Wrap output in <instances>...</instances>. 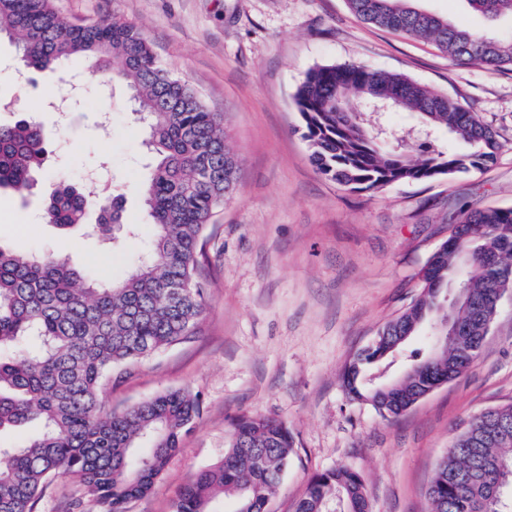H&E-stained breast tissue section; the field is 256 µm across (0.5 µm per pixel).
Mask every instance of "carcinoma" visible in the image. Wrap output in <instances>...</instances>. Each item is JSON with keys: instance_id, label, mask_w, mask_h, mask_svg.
Returning a JSON list of instances; mask_svg holds the SVG:
<instances>
[{"instance_id": "cac0c4a2", "label": "carcinoma", "mask_w": 512, "mask_h": 512, "mask_svg": "<svg viewBox=\"0 0 512 512\" xmlns=\"http://www.w3.org/2000/svg\"><path fill=\"white\" fill-rule=\"evenodd\" d=\"M361 21L431 40L459 64L491 71L512 67V41L476 32L413 7L411 0H346ZM489 18L512 17V0H466ZM15 41L27 70H58L86 61L90 79L127 87L147 129L156 163L149 167L144 203L153 236L130 273L118 283L93 275L51 254L29 257L0 247V431L38 421L41 431L19 448H0V512H35L57 474L77 479L100 512H127L146 495L200 416L198 395L168 390L117 413L100 394L127 370L156 352L194 336L202 319L204 289L198 255L215 211L236 192L238 161L226 143L224 117L159 62L136 25L118 17L73 25L53 0H0V37ZM121 58L115 69L112 59ZM317 170L354 191H378L400 182H423L493 164L500 144L493 131L456 99L397 73L353 63L309 70L296 94ZM393 106L418 115L430 131H446L470 146L467 152L419 142L386 125L391 141L368 127L359 103ZM44 128L19 113L0 124V188L22 196L45 170ZM115 209L116 224L99 218L92 231L112 240L137 225L126 223L122 196L88 198L69 181H58L43 199V216L60 228L84 222L86 211ZM470 229L460 254L448 237L427 265L457 288L447 307L465 331L448 339L436 358L401 344L413 373L394 389L370 392L363 379L374 357L358 355L344 386L369 401L383 417L400 414L422 391L453 381L473 365L487 326L481 314L498 310L512 295V274L496 275L491 261H512V207L463 212ZM420 282L417 298L379 333L418 335L438 322L443 296ZM457 451L440 459L426 491L429 512H512V405L472 419L455 440ZM288 426L258 415L231 421L224 458L198 471L174 504V512H215L218 499L232 512H266L267 503L293 462ZM368 503L358 474L336 468L315 474L295 512H353Z\"/></svg>"}]
</instances>
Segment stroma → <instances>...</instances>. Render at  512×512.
I'll return each mask as SVG.
<instances>
[{"label": "stroma", "instance_id": "obj_1", "mask_svg": "<svg viewBox=\"0 0 512 512\" xmlns=\"http://www.w3.org/2000/svg\"><path fill=\"white\" fill-rule=\"evenodd\" d=\"M416 8L512 38L464 0ZM68 22L119 16L139 26L161 62L223 113L239 163L235 195L214 216L200 259L206 308L197 334L139 363L102 394L120 411L167 389L197 394L201 415L148 496L128 512H172L192 475L221 461L230 421H284L293 462L270 512H295L311 477L346 467L363 481L369 512H426L437 460L470 418L512 402V297L504 298L470 370L399 417H381L343 385L346 366L419 292V272L462 208L512 207V69L457 64L428 40L362 23L346 0H55ZM354 63L398 73L457 99L495 133L501 150L481 171L376 192L325 179L301 136L295 92L317 66ZM16 45L0 39V122L9 107L49 137L46 178L22 198L0 192V246L53 253L105 280H121L152 234L138 187L151 162L144 126L121 86L89 88L66 121L48 109L57 75L15 82ZM105 169L137 237L102 246L42 216L60 177ZM30 217L26 227L18 217Z\"/></svg>", "mask_w": 512, "mask_h": 512}]
</instances>
